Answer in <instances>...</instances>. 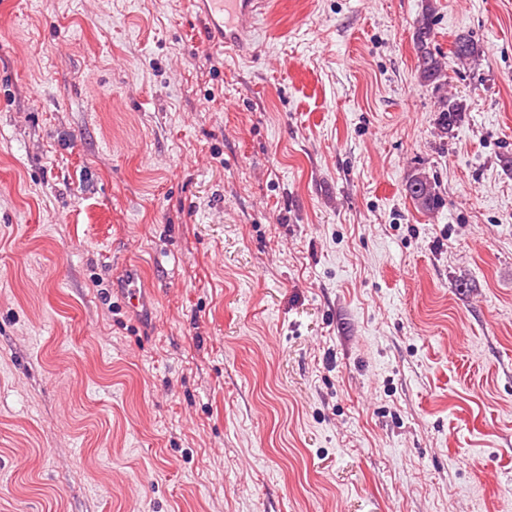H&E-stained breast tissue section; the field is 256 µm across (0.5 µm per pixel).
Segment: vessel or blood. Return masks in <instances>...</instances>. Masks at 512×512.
I'll list each match as a JSON object with an SVG mask.
<instances>
[{
	"label": "vessel or blood",
	"instance_id": "vessel-or-blood-1",
	"mask_svg": "<svg viewBox=\"0 0 512 512\" xmlns=\"http://www.w3.org/2000/svg\"><path fill=\"white\" fill-rule=\"evenodd\" d=\"M213 42L239 50L244 35L265 7V0H197Z\"/></svg>",
	"mask_w": 512,
	"mask_h": 512
}]
</instances>
